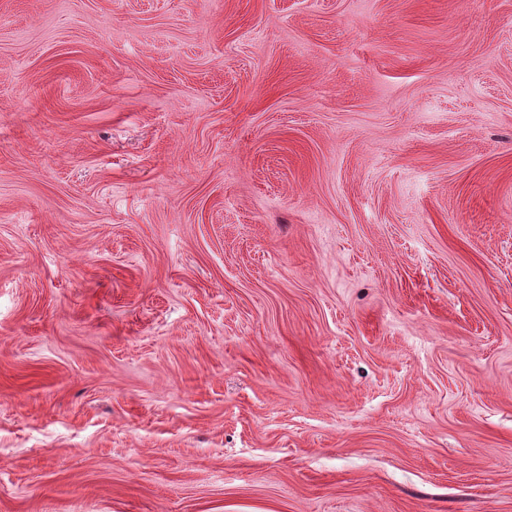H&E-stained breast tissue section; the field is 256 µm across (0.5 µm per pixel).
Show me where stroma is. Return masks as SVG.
Returning <instances> with one entry per match:
<instances>
[{
  "instance_id": "35a3bbf8",
  "label": "stroma",
  "mask_w": 512,
  "mask_h": 512,
  "mask_svg": "<svg viewBox=\"0 0 512 512\" xmlns=\"http://www.w3.org/2000/svg\"><path fill=\"white\" fill-rule=\"evenodd\" d=\"M0 512H512V0H0Z\"/></svg>"
}]
</instances>
